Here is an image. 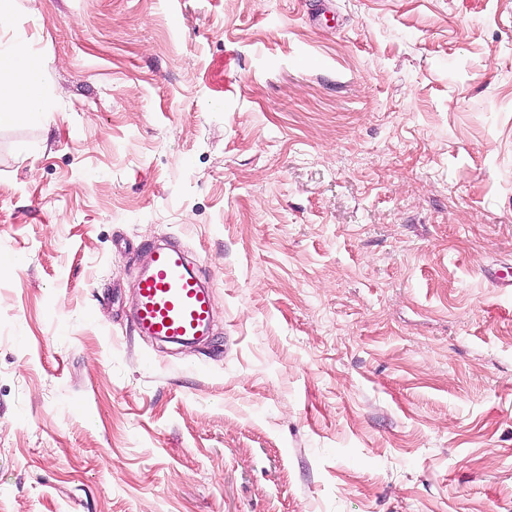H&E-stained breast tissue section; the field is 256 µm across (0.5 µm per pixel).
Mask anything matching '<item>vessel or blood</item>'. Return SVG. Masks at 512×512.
<instances>
[{"label":"vessel or blood","mask_w":512,"mask_h":512,"mask_svg":"<svg viewBox=\"0 0 512 512\" xmlns=\"http://www.w3.org/2000/svg\"><path fill=\"white\" fill-rule=\"evenodd\" d=\"M133 323L139 332L178 340L203 334L213 312V293L190 271L176 245L153 247L137 284Z\"/></svg>","instance_id":"b4317fda"}]
</instances>
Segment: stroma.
I'll return each mask as SVG.
<instances>
[{"mask_svg": "<svg viewBox=\"0 0 512 512\" xmlns=\"http://www.w3.org/2000/svg\"><path fill=\"white\" fill-rule=\"evenodd\" d=\"M0 35L48 62L0 126V512H512V0H17ZM165 242L214 286L196 345L131 322Z\"/></svg>", "mask_w": 512, "mask_h": 512, "instance_id": "stroma-1", "label": "stroma"}]
</instances>
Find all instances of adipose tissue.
Instances as JSON below:
<instances>
[{
    "instance_id": "ef3b65f1",
    "label": "adipose tissue",
    "mask_w": 512,
    "mask_h": 512,
    "mask_svg": "<svg viewBox=\"0 0 512 512\" xmlns=\"http://www.w3.org/2000/svg\"><path fill=\"white\" fill-rule=\"evenodd\" d=\"M34 56L25 41L0 38V126L45 114V69Z\"/></svg>"
}]
</instances>
